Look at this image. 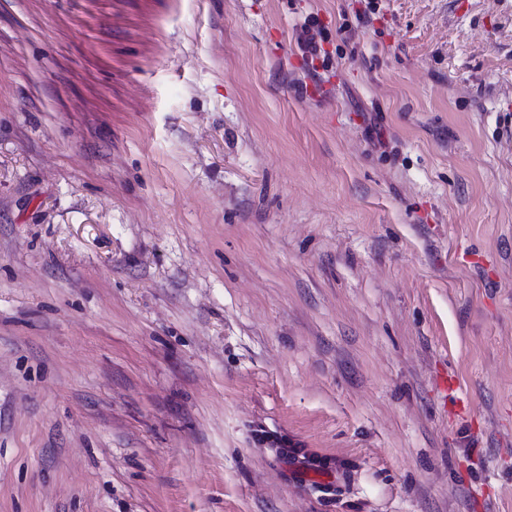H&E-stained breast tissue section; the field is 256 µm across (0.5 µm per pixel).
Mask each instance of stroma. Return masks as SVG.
Here are the masks:
<instances>
[{
    "label": "stroma",
    "mask_w": 512,
    "mask_h": 512,
    "mask_svg": "<svg viewBox=\"0 0 512 512\" xmlns=\"http://www.w3.org/2000/svg\"><path fill=\"white\" fill-rule=\"evenodd\" d=\"M0 512H512V0H0ZM277 454L279 457L284 459L288 463V467L292 473L296 475L298 478H305V479H316L320 482H329L330 477L327 474L320 473L318 471H311L307 469L306 467L302 466L299 462H288V461H295L298 459H301L305 461V457L300 458L297 455V449L296 448H288L285 445L279 444V447L277 448ZM313 475V477H312Z\"/></svg>",
    "instance_id": "35a3bbf8"
}]
</instances>
